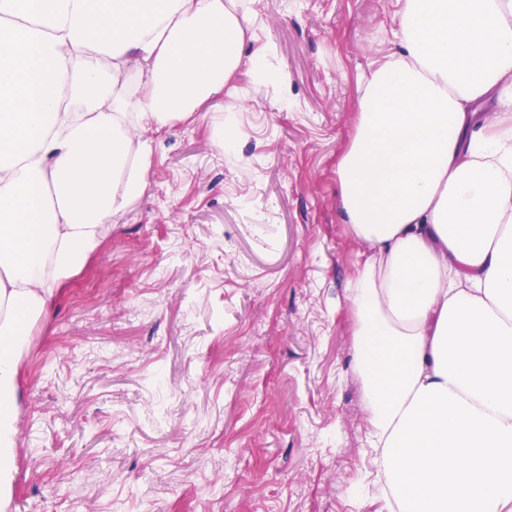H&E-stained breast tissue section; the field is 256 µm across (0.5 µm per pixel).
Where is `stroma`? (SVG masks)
Listing matches in <instances>:
<instances>
[{
    "instance_id": "obj_1",
    "label": "stroma",
    "mask_w": 512,
    "mask_h": 512,
    "mask_svg": "<svg viewBox=\"0 0 512 512\" xmlns=\"http://www.w3.org/2000/svg\"><path fill=\"white\" fill-rule=\"evenodd\" d=\"M250 8L237 108L157 136L143 196L34 331L10 512H392L336 166L400 5Z\"/></svg>"
}]
</instances>
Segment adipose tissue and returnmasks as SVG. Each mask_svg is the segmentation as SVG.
Here are the masks:
<instances>
[{"mask_svg": "<svg viewBox=\"0 0 512 512\" xmlns=\"http://www.w3.org/2000/svg\"><path fill=\"white\" fill-rule=\"evenodd\" d=\"M244 0H0V512L33 327L244 53ZM338 163L397 512H512V0H403Z\"/></svg>", "mask_w": 512, "mask_h": 512, "instance_id": "1", "label": "adipose tissue"}]
</instances>
